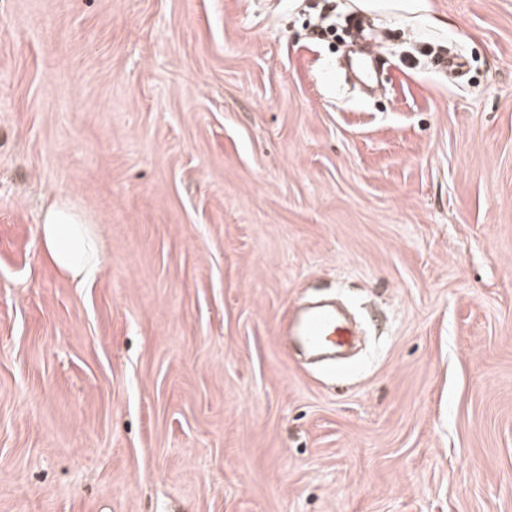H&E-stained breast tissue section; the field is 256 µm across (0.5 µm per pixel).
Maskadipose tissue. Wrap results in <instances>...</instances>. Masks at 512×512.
I'll use <instances>...</instances> for the list:
<instances>
[{
    "label": "adipose tissue",
    "instance_id": "obj_1",
    "mask_svg": "<svg viewBox=\"0 0 512 512\" xmlns=\"http://www.w3.org/2000/svg\"><path fill=\"white\" fill-rule=\"evenodd\" d=\"M46 258L64 275L77 279L96 274L100 258L92 223L66 198H59L44 212L39 226Z\"/></svg>",
    "mask_w": 512,
    "mask_h": 512
}]
</instances>
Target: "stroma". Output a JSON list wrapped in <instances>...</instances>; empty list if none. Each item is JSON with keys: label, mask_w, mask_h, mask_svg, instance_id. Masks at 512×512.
<instances>
[{"label": "stroma", "mask_w": 512, "mask_h": 512, "mask_svg": "<svg viewBox=\"0 0 512 512\" xmlns=\"http://www.w3.org/2000/svg\"><path fill=\"white\" fill-rule=\"evenodd\" d=\"M320 2L0 0V512H512V0H332L369 99ZM316 291L348 376L281 343ZM336 31L339 33V44L342 46V56L352 50H359L365 47L364 43L360 40L357 32L349 24L346 16H336ZM336 32V34L338 33ZM39 232L46 258L64 275L85 279L99 271L92 222L67 198L60 197L47 208Z\"/></svg>", "instance_id": "1"}]
</instances>
